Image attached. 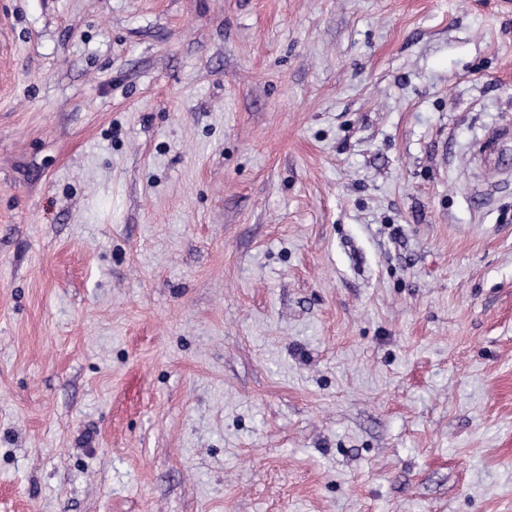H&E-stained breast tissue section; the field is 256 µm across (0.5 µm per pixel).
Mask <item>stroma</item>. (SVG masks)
I'll return each instance as SVG.
<instances>
[{"label":"stroma","instance_id":"stroma-1","mask_svg":"<svg viewBox=\"0 0 512 512\" xmlns=\"http://www.w3.org/2000/svg\"><path fill=\"white\" fill-rule=\"evenodd\" d=\"M500 0H0V512H512Z\"/></svg>","mask_w":512,"mask_h":512}]
</instances>
